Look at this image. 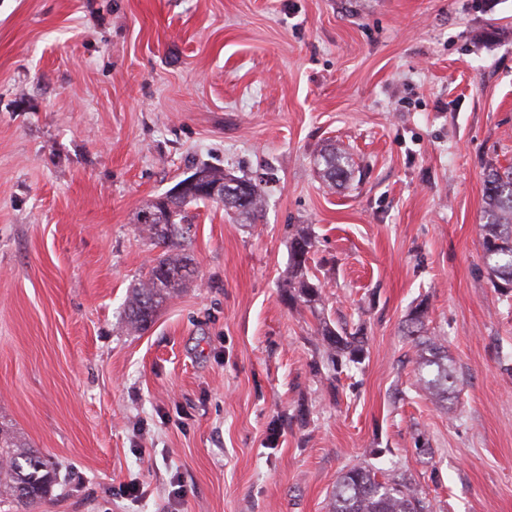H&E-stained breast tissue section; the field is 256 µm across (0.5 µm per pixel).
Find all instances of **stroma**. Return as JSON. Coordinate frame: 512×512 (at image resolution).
I'll return each mask as SVG.
<instances>
[{
	"label": "stroma",
	"instance_id": "obj_1",
	"mask_svg": "<svg viewBox=\"0 0 512 512\" xmlns=\"http://www.w3.org/2000/svg\"><path fill=\"white\" fill-rule=\"evenodd\" d=\"M330 143L359 165L339 189ZM491 163L512 166V0H0V425L58 466L37 512H327L358 463L434 512H512ZM205 164L262 181V217L190 207L197 277L131 332L137 213ZM300 229L319 316L281 289ZM420 303L444 409L403 334ZM323 316L361 363L328 361ZM318 177L328 186H342L354 173L356 161L346 149L334 145L324 149L315 162ZM415 376L417 385L429 394L435 405L443 407L455 391L457 378L448 365V351L436 337L417 345Z\"/></svg>",
	"mask_w": 512,
	"mask_h": 512
}]
</instances>
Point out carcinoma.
<instances>
[{"mask_svg": "<svg viewBox=\"0 0 512 512\" xmlns=\"http://www.w3.org/2000/svg\"><path fill=\"white\" fill-rule=\"evenodd\" d=\"M318 177L330 187L342 186L354 173L356 161L346 149L332 145L322 151L315 162ZM209 184L224 189L219 202L224 210L233 212L243 222L251 223L260 211L262 194L259 184L243 181L231 174L210 167L197 169ZM249 186L245 202L238 203L235 191L242 183ZM482 260L487 274L502 287L512 288V167L489 165L484 172ZM211 200V197L184 191L165 193L160 201L148 204L137 215V222L147 231L156 247L164 249L145 272L127 301V324L135 332L143 331L152 322L160 306L171 300L192 278L195 268L191 258L179 252V239L190 231L187 208ZM312 237L301 230L290 244L288 274L281 288L288 298L299 301L311 311L322 302L320 283L310 275ZM427 308L417 305L411 312L406 333L422 332ZM317 333L321 336L331 362L345 357L356 363L363 351L364 337L349 332L321 318ZM417 385L429 394L435 405L442 407L455 391L457 378L448 365V351L439 339L431 336L418 344L415 357ZM55 472L52 463L36 452L18 447L9 436L0 432V495H6L36 509L49 495ZM328 512H431L430 503L422 493L404 479L385 477L381 469L354 465L337 478Z\"/></svg>", "mask_w": 512, "mask_h": 512, "instance_id": "carcinoma-1", "label": "carcinoma"}]
</instances>
